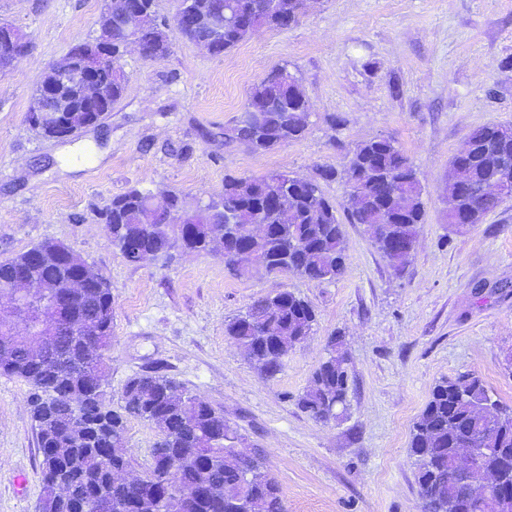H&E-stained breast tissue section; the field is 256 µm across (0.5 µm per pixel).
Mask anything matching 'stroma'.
I'll list each match as a JSON object with an SVG mask.
<instances>
[{"instance_id":"35a3bbf8","label":"stroma","mask_w":512,"mask_h":512,"mask_svg":"<svg viewBox=\"0 0 512 512\" xmlns=\"http://www.w3.org/2000/svg\"><path fill=\"white\" fill-rule=\"evenodd\" d=\"M103 0H0L30 50L0 73V262L47 239L112 284L107 397L162 368L236 424L279 483L286 512H421L411 430L439 381L479 376L512 406V200L465 232L444 182L469 133L512 125V0H313L297 24L262 28L220 56L171 36L163 58L119 61L122 98L98 125L46 138L33 91L96 37ZM287 67L311 105L305 136L263 153L225 143L251 87ZM392 139L414 162L424 216L397 271L361 224L332 282L237 277L211 253L128 264L101 210L137 186L206 201L228 176L344 171L361 143ZM290 290L316 312L281 372L261 376L224 334L259 297ZM349 360L347 406L319 422L297 406L330 353ZM29 387L0 375V512H37L42 482Z\"/></svg>"}]
</instances>
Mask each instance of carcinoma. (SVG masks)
Returning <instances> with one entry per match:
<instances>
[{"mask_svg": "<svg viewBox=\"0 0 512 512\" xmlns=\"http://www.w3.org/2000/svg\"><path fill=\"white\" fill-rule=\"evenodd\" d=\"M191 2L194 20L185 27L169 22L151 25L139 35L151 58L169 49V30L199 44L216 41L225 53L257 27L283 29L296 24L307 9V0H183ZM224 16V29L215 30L210 17ZM0 27V71L16 62L18 43L3 35ZM97 84L105 91L100 112L112 109L125 90V80L103 69ZM309 104L296 78L285 68L272 71L254 85L230 140L246 144L255 153L301 139L310 125ZM469 150L454 157L448 169L445 191L459 204L448 212V223L459 229L482 223L505 198L485 192L494 178L507 181L512 196V128L484 125L468 139ZM324 167L319 179L301 182L283 172L260 177H226L224 193L207 203L189 202L172 192L163 199L175 209L210 212L214 224L196 219L193 224H166L154 235L149 223L155 205L150 190L132 187L112 198L101 219L112 232V246L123 251L127 239L137 236L154 258L164 257L166 239L179 238L196 253L217 252L213 245L221 223L232 224L239 237L228 248L242 255L229 272L241 276L255 269L268 274L286 268L316 282H332L344 270L343 225L336 207L324 194L319 180L335 178ZM346 192L352 201L351 224H365L376 248L396 269L406 264L409 253L395 249L391 241L410 243L417 238L424 215L423 188L416 168L393 141L380 138L359 145L345 171ZM261 224L259 236L254 225ZM47 261L41 278L56 285V295L70 294L67 284L74 266L65 257L73 250L55 241L40 243ZM29 251L0 262V285L12 271L24 266ZM42 297L35 296L20 313L22 326L11 340L0 337V374L17 378L31 389L30 411L36 421L51 409L58 417L75 419L66 434L39 438L42 454L43 512H285L280 487L259 456L243 460L238 447L244 435L224 419V413L203 399L179 389L174 378L154 373L131 377L115 410L107 400L104 362L112 345V287L108 279L65 303L64 317L86 318L99 333L91 337L98 361L84 369L81 343L66 336H30L29 323L37 318ZM315 310L302 297L283 290L259 298L246 313L225 325L264 377L276 375L288 353L310 336ZM349 367L345 359L329 356L313 375L312 385L299 406L315 420L327 422L347 404ZM135 418L153 425L158 441L170 448V459H152L151 484L142 494L112 482L111 471L131 467L125 452L127 422ZM469 448H491L485 464L502 467L512 457V408L490 397L482 380L473 375L438 382L411 431L410 456L414 459L422 512H451L459 499L470 494L462 478L451 477L457 457ZM249 467L251 480L244 478ZM204 490L200 499L187 500L183 490ZM473 512H512V475H504L489 496L473 504Z\"/></svg>", "mask_w": 512, "mask_h": 512, "instance_id": "obj_1", "label": "carcinoma"}]
</instances>
